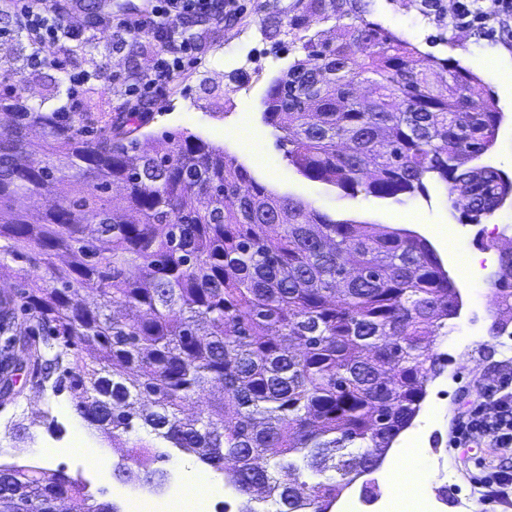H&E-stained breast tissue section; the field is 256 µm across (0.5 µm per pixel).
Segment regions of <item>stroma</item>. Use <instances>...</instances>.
Masks as SVG:
<instances>
[{
	"instance_id": "stroma-1",
	"label": "stroma",
	"mask_w": 512,
	"mask_h": 512,
	"mask_svg": "<svg viewBox=\"0 0 512 512\" xmlns=\"http://www.w3.org/2000/svg\"><path fill=\"white\" fill-rule=\"evenodd\" d=\"M293 3L237 0L236 17L218 27L203 26L195 59L186 64L172 86L147 101L144 110L149 121L141 132L201 137L235 156L268 189L293 195L337 220L390 227L395 215H414L412 230L426 237L440 258H488V266L476 279L453 267L448 270L463 305L458 316L449 320L447 335L436 337L433 343L434 352L447 357L448 363L440 375L429 380L416 417L426 425L428 437L406 457L416 467L430 466L429 493H447V512H458L456 501L471 497L484 466L512 465V451L481 448L477 454L483 464L474 466L468 449L448 443L459 411L475 396L477 382H488L499 370L512 367V335L504 339L490 333L497 314L490 278L498 270L496 246L501 232L512 228V203L482 223L471 224L450 208L444 187L438 183H428L426 193L396 201L362 192L350 196L299 174L277 146L273 129L262 120L268 86L301 56L287 34ZM364 16L408 40L421 54L456 61L481 78L485 92L494 95L504 114L496 143L481 162L512 177V93L503 85L504 74L512 73V36L456 27L448 0H367ZM155 51L148 38L116 45L108 29L99 31L96 51L73 48L71 67L93 74L80 95L78 117L107 119L129 112L123 81L150 69ZM28 53L24 37L0 40V74L13 75L21 82L27 106L53 112L67 105L68 85L61 73L49 65L29 71ZM33 279L32 268L24 262L8 259L0 263V296L14 299L13 329L0 332V351L11 349L13 333L26 331L25 315L15 296ZM467 324L473 335L460 339L458 329ZM76 432L106 448L112 463L125 462L124 449L112 447L110 440L77 417L68 392L53 391L51 382L35 389L27 371L22 370L14 377L11 393H0V465L42 467L74 475L70 459L46 461L33 456L31 450L54 439H69Z\"/></svg>"
}]
</instances>
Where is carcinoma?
I'll list each match as a JSON object with an SVG mask.
<instances>
[{"label":"carcinoma","instance_id":"1","mask_svg":"<svg viewBox=\"0 0 512 512\" xmlns=\"http://www.w3.org/2000/svg\"><path fill=\"white\" fill-rule=\"evenodd\" d=\"M311 0L335 40L310 35L299 7L288 35L303 58L275 78L263 120L309 180L385 199L445 186L451 208L479 224L512 198V179L473 161L502 121L470 72L365 19L358 0ZM439 67L448 79L430 73ZM371 72L367 95L354 85ZM0 254L45 267L20 292L41 331L45 374L63 364L74 412L116 442L143 430L233 472L236 512H330L336 492L377 469L419 410L460 292L430 242L408 229L335 220L259 183L201 138L168 135L141 148L130 131L79 128L72 112H32L22 88L0 95ZM39 129L43 139L30 133ZM72 194L38 221L18 195ZM123 195L109 197L112 185ZM97 237L84 236L89 225ZM70 253L72 263L52 258ZM137 266L139 276L129 274ZM491 280L512 309V251ZM93 288L101 305L72 302ZM87 353L84 359L81 353ZM217 389L198 418L184 402ZM153 446H130L152 483ZM10 512H103L62 473L0 467Z\"/></svg>","mask_w":512,"mask_h":512}]
</instances>
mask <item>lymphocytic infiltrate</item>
Instances as JSON below:
<instances>
[{"instance_id": "1", "label": "lymphocytic infiltrate", "mask_w": 512, "mask_h": 512, "mask_svg": "<svg viewBox=\"0 0 512 512\" xmlns=\"http://www.w3.org/2000/svg\"><path fill=\"white\" fill-rule=\"evenodd\" d=\"M233 5L234 0H150L143 14L113 19L112 35L117 40L146 36L156 47L153 68L130 84L129 98L139 102L174 83L193 55L196 25L223 24L232 15ZM0 7L12 15L11 28L0 29V38L25 37L31 49V67L50 64L65 72L68 98L76 100L91 75L69 72L65 45H89L94 34L70 28L60 0H0ZM455 23L460 27L480 25L494 33L511 29L512 0H459ZM485 443L503 450L512 448V372L501 373L493 383L479 389L449 439L453 448H474Z\"/></svg>"}]
</instances>
